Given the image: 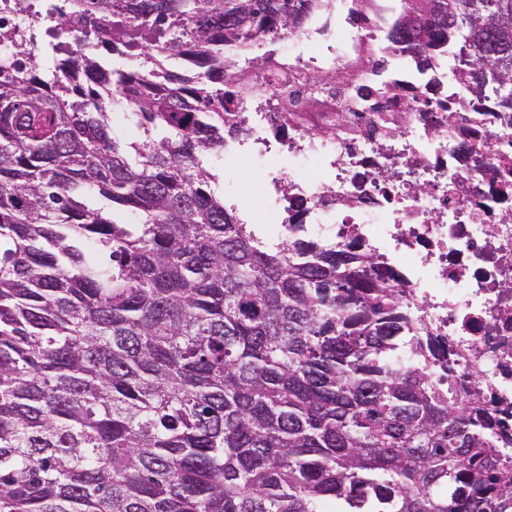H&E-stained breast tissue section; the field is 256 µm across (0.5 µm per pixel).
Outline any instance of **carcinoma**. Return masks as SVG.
<instances>
[{"label":"carcinoma","mask_w":512,"mask_h":512,"mask_svg":"<svg viewBox=\"0 0 512 512\" xmlns=\"http://www.w3.org/2000/svg\"><path fill=\"white\" fill-rule=\"evenodd\" d=\"M504 1L423 0L386 40L420 71L462 63L509 119L512 42L486 40ZM90 2L112 51L206 71H112L133 157L82 47L45 72L21 45L0 71V512H512L492 415L432 379L379 257L270 244L210 189L201 158L250 135L224 48L326 0Z\"/></svg>","instance_id":"carcinoma-1"}]
</instances>
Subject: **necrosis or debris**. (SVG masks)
<instances>
[{
	"label": "necrosis or debris",
	"mask_w": 512,
	"mask_h": 512,
	"mask_svg": "<svg viewBox=\"0 0 512 512\" xmlns=\"http://www.w3.org/2000/svg\"><path fill=\"white\" fill-rule=\"evenodd\" d=\"M63 14L66 44L107 50L105 24L72 11L71 0H0V66L13 65L18 35L38 50L40 34ZM297 37L306 50L273 57L268 84L248 58L238 61L253 135L228 144L225 160L287 154V175L270 180L272 189L290 187L282 209L304 202L305 236L323 239L343 224L380 255L435 346L471 366L459 395L483 398L512 428V125L475 98L460 71L355 69L316 32ZM279 84L287 103L275 95ZM283 105L284 138L274 123ZM383 171L389 180H380Z\"/></svg>",
	"instance_id": "4bbe7bcc"
}]
</instances>
